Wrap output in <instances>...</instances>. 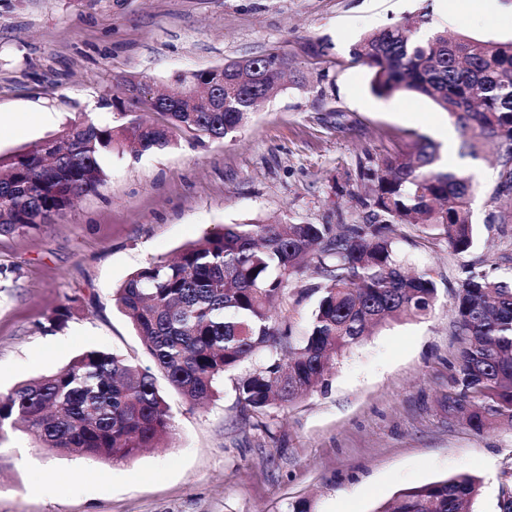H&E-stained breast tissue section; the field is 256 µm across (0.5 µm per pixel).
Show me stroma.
<instances>
[{
    "label": "stroma",
    "mask_w": 512,
    "mask_h": 512,
    "mask_svg": "<svg viewBox=\"0 0 512 512\" xmlns=\"http://www.w3.org/2000/svg\"><path fill=\"white\" fill-rule=\"evenodd\" d=\"M426 22H419V15ZM416 22L425 37L512 41V0H0V156L59 136L87 116L113 121L126 82L164 90L180 73L271 51L288 59L281 87L235 140L183 138L178 147L105 157L101 194L81 197L40 230L0 236V392L97 347L152 361L112 291L143 266L227 224H355L366 155L423 135L444 143L446 113L425 98H380L353 62L369 31ZM480 169L471 202L474 246L456 254L421 228L394 227L398 255L431 271L429 315L376 327L340 357L326 387L242 415L235 374L196 409L170 394L174 430L162 447L109 463L0 432V512H376L395 492L467 474L482 482L472 512H500L512 486V427L475 433L448 409L459 347L454 297L464 265L512 275V223L498 220L492 154L444 153ZM62 330L49 318L69 298ZM55 481L60 495L34 486Z\"/></svg>",
    "instance_id": "35a3bbf8"
}]
</instances>
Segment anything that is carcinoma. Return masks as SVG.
Instances as JSON below:
<instances>
[{
    "label": "carcinoma",
    "mask_w": 512,
    "mask_h": 512,
    "mask_svg": "<svg viewBox=\"0 0 512 512\" xmlns=\"http://www.w3.org/2000/svg\"><path fill=\"white\" fill-rule=\"evenodd\" d=\"M353 58L371 72L374 95L405 92L431 100L459 130L463 153L480 157L498 148L493 198H512V42L426 39L410 22L365 35ZM282 54L248 57L179 74L175 89L132 99L127 87L112 98L119 125L79 119L63 134L0 159V236L40 228L97 194L105 185L102 159L133 146L139 154L174 147L182 135L213 141L233 138L275 88ZM212 93L236 90L224 108L208 110L178 99L187 85ZM363 176L370 181L359 224H226L183 248L172 260L132 272L113 293L167 385L191 406H203L227 373L256 357L259 364L235 381L242 412L263 415L323 385L329 365L389 319L424 317L436 302L428 272L405 268L382 227L416 224L462 254L474 245L473 185L444 166L440 145L421 136L407 149L380 158ZM317 281L303 290L316 297L309 327L292 336L287 305L302 272ZM455 301L461 344L450 381L448 408L480 433L512 427V277L474 267ZM70 299L52 318L60 327L78 309ZM22 426L44 448L107 462L129 461L168 437L173 415L154 373L107 350L89 348L64 368L22 381L0 395V432ZM480 484L458 475L402 489L376 512H464Z\"/></svg>",
    "instance_id": "carcinoma-1"
}]
</instances>
